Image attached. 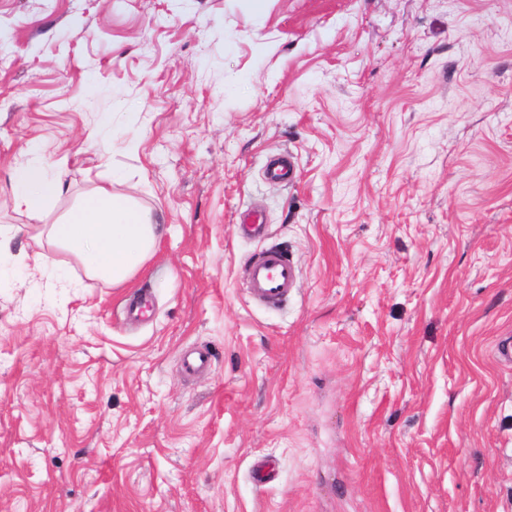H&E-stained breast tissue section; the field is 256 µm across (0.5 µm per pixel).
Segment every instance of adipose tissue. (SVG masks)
I'll return each instance as SVG.
<instances>
[{
	"mask_svg": "<svg viewBox=\"0 0 512 512\" xmlns=\"http://www.w3.org/2000/svg\"><path fill=\"white\" fill-rule=\"evenodd\" d=\"M13 182L16 206L35 216L62 191L60 180L38 164L17 168ZM123 182V174L113 171L108 186L87 193L60 222L33 225L35 239L67 251L90 277L113 285L126 282L150 260L163 227L121 193Z\"/></svg>",
	"mask_w": 512,
	"mask_h": 512,
	"instance_id": "1",
	"label": "adipose tissue"
}]
</instances>
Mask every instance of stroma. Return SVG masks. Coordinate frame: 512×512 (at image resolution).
Returning <instances> with one entry per match:
<instances>
[{
    "mask_svg": "<svg viewBox=\"0 0 512 512\" xmlns=\"http://www.w3.org/2000/svg\"><path fill=\"white\" fill-rule=\"evenodd\" d=\"M28 163L167 231L0 259V512H512V0H0V225ZM123 183V174L113 170L107 187L87 193L60 222L28 224L33 238L67 251L92 278L126 282L152 257L163 224L117 189ZM249 297L269 309L281 307L296 285V267L279 248L269 247L253 255L243 266ZM183 369L189 374L207 371L211 366V355L206 349L192 348L181 358Z\"/></svg>",
    "mask_w": 512,
    "mask_h": 512,
    "instance_id": "35a3bbf8",
    "label": "stroma"
}]
</instances>
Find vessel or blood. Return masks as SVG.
<instances>
[{
  "mask_svg": "<svg viewBox=\"0 0 512 512\" xmlns=\"http://www.w3.org/2000/svg\"><path fill=\"white\" fill-rule=\"evenodd\" d=\"M250 298L269 309L281 307L292 293L297 280L296 267L279 248L269 247L253 255L242 270ZM187 373L207 371L211 355L207 350L192 348L181 358Z\"/></svg>",
  "mask_w": 512,
  "mask_h": 512,
  "instance_id": "obj_1",
  "label": "vessel or blood"
}]
</instances>
